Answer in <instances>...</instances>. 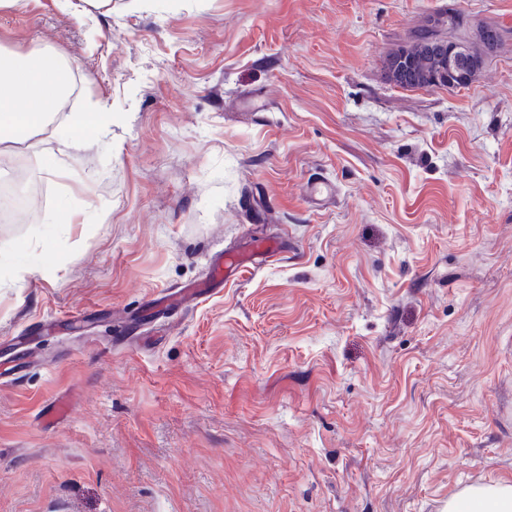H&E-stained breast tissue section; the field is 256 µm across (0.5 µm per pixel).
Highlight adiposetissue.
I'll use <instances>...</instances> for the list:
<instances>
[{
	"label": "adipose tissue",
	"instance_id": "1",
	"mask_svg": "<svg viewBox=\"0 0 512 512\" xmlns=\"http://www.w3.org/2000/svg\"><path fill=\"white\" fill-rule=\"evenodd\" d=\"M68 84L69 70L59 54L20 57L0 52V131H9L15 143L49 126L56 135L77 142L100 137L108 117L98 111L80 112L68 124L51 126ZM444 512H512V483L463 488L449 497Z\"/></svg>",
	"mask_w": 512,
	"mask_h": 512
}]
</instances>
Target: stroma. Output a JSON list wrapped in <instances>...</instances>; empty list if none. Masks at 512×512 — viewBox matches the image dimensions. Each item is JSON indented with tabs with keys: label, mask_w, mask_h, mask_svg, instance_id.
Segmentation results:
<instances>
[{
	"label": "stroma",
	"mask_w": 512,
	"mask_h": 512,
	"mask_svg": "<svg viewBox=\"0 0 512 512\" xmlns=\"http://www.w3.org/2000/svg\"><path fill=\"white\" fill-rule=\"evenodd\" d=\"M451 7L502 32L477 80L387 82ZM1 47L74 64L59 122L112 123L0 152L35 198L0 222V512H442L512 481V0H26ZM253 240L255 272L150 313ZM76 114L70 123L56 126L53 133L62 138L90 143L100 137L109 120V116L104 112H79ZM336 195V184L327 181H315L308 183L304 191L305 199L310 202H332L336 198Z\"/></svg>",
	"instance_id": "35a3bbf8"
}]
</instances>
